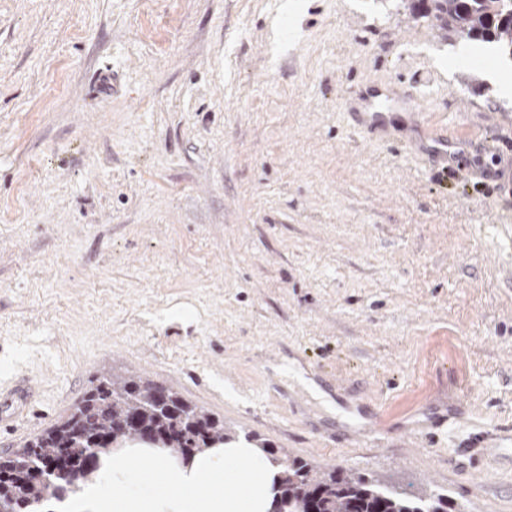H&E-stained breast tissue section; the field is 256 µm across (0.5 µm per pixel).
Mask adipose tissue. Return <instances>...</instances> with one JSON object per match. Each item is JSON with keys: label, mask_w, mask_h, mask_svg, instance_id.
Masks as SVG:
<instances>
[{"label": "adipose tissue", "mask_w": 512, "mask_h": 512, "mask_svg": "<svg viewBox=\"0 0 512 512\" xmlns=\"http://www.w3.org/2000/svg\"><path fill=\"white\" fill-rule=\"evenodd\" d=\"M279 469L238 440L182 462L157 448H116L72 512H269Z\"/></svg>", "instance_id": "adipose-tissue-1"}]
</instances>
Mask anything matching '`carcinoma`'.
Instances as JSON below:
<instances>
[{
    "label": "carcinoma",
    "instance_id": "1",
    "mask_svg": "<svg viewBox=\"0 0 512 512\" xmlns=\"http://www.w3.org/2000/svg\"><path fill=\"white\" fill-rule=\"evenodd\" d=\"M413 13L433 18L463 41L491 44L512 57V0H413ZM148 433L151 448L189 460L236 439L224 419L184 400L177 392L135 374H103L79 405L22 447L0 453V504L8 512H39L98 471L100 460ZM280 476L271 512H460L441 492H407L378 477L343 469L321 471L298 457L268 452ZM64 459L66 471L52 496L34 471Z\"/></svg>",
    "mask_w": 512,
    "mask_h": 512
}]
</instances>
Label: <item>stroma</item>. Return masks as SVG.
Here are the masks:
<instances>
[{
    "label": "stroma",
    "instance_id": "1",
    "mask_svg": "<svg viewBox=\"0 0 512 512\" xmlns=\"http://www.w3.org/2000/svg\"><path fill=\"white\" fill-rule=\"evenodd\" d=\"M375 79L468 168L359 129ZM105 372L512 512V61L407 0H0V452ZM34 391L30 382L22 380L17 382L10 392L8 404L12 407L9 418L14 420L18 418L29 405Z\"/></svg>",
    "mask_w": 512,
    "mask_h": 512
}]
</instances>
